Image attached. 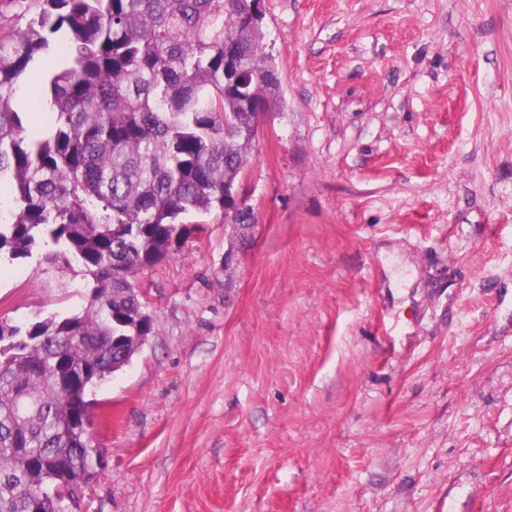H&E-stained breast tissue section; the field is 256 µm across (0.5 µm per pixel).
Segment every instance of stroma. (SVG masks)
<instances>
[{
	"label": "stroma",
	"mask_w": 512,
	"mask_h": 512,
	"mask_svg": "<svg viewBox=\"0 0 512 512\" xmlns=\"http://www.w3.org/2000/svg\"><path fill=\"white\" fill-rule=\"evenodd\" d=\"M284 99L136 275L155 332L91 391L83 512H512V0H262ZM0 261V323L81 312Z\"/></svg>",
	"instance_id": "1"
}]
</instances>
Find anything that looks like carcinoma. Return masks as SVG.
<instances>
[{"label": "carcinoma", "instance_id": "1", "mask_svg": "<svg viewBox=\"0 0 512 512\" xmlns=\"http://www.w3.org/2000/svg\"><path fill=\"white\" fill-rule=\"evenodd\" d=\"M6 12L27 22L0 27V253L75 261L93 285L78 314L0 328V512H62L56 466L74 480L97 448L59 434L79 412L56 367L86 369V393L112 375L125 312L145 302L125 273L169 254L181 216L224 211L280 82L249 0H0ZM38 65L45 119L29 128L13 100Z\"/></svg>", "mask_w": 512, "mask_h": 512}]
</instances>
